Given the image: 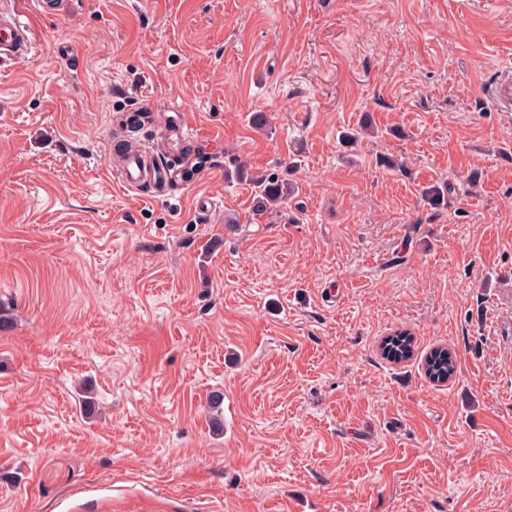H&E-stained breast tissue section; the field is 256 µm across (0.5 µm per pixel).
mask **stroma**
Listing matches in <instances>:
<instances>
[{"instance_id": "obj_1", "label": "stroma", "mask_w": 512, "mask_h": 512, "mask_svg": "<svg viewBox=\"0 0 512 512\" xmlns=\"http://www.w3.org/2000/svg\"><path fill=\"white\" fill-rule=\"evenodd\" d=\"M0 10V512H512V0ZM140 103L215 171L118 183ZM30 50L24 30L14 21L0 16V58H18ZM491 99L495 107L503 112L512 111V71L506 67L491 91ZM254 184L258 194V209L263 210L267 204L280 202L288 197V181L280 180L274 175L257 176ZM411 333L397 332L389 337L383 344V354L387 359L403 361L413 352ZM455 370V359L447 349L431 352L426 361L427 376L430 380L432 379L436 382H447L454 375Z\"/></svg>"}]
</instances>
